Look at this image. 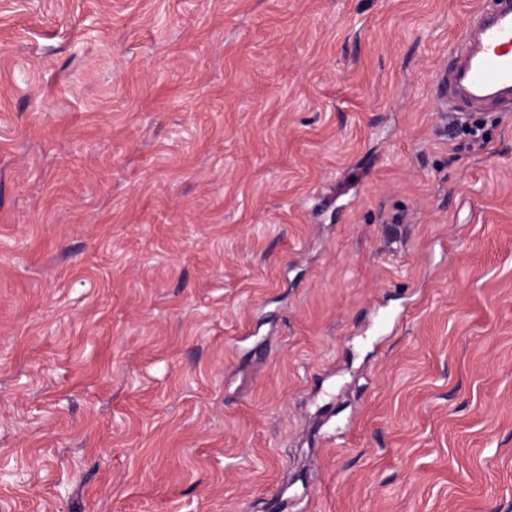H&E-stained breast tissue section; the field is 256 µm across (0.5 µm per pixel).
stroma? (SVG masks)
<instances>
[{"label": "stroma", "instance_id": "obj_1", "mask_svg": "<svg viewBox=\"0 0 512 512\" xmlns=\"http://www.w3.org/2000/svg\"><path fill=\"white\" fill-rule=\"evenodd\" d=\"M481 4L0 0V512H512ZM468 19L434 76L443 112L462 117L512 112V0H485Z\"/></svg>", "mask_w": 512, "mask_h": 512}]
</instances>
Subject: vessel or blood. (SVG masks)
I'll use <instances>...</instances> for the list:
<instances>
[{"label":"vessel or blood","instance_id":"b4317fda","mask_svg":"<svg viewBox=\"0 0 512 512\" xmlns=\"http://www.w3.org/2000/svg\"><path fill=\"white\" fill-rule=\"evenodd\" d=\"M433 83L450 116L512 112V0H485L450 46Z\"/></svg>","mask_w":512,"mask_h":512}]
</instances>
